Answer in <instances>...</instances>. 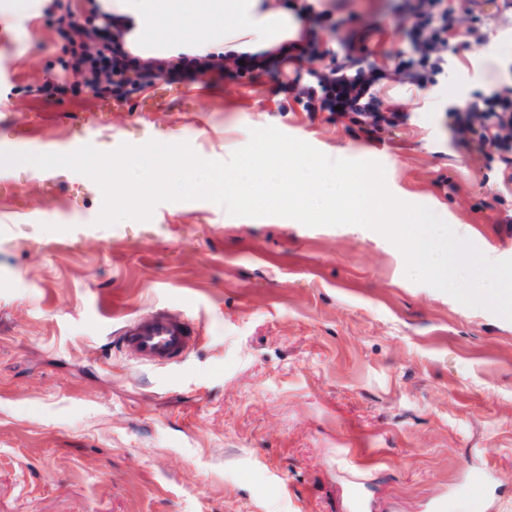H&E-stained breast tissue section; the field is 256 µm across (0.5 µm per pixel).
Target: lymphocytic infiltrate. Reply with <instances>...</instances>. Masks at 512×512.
<instances>
[{
	"label": "lymphocytic infiltrate",
	"instance_id": "obj_1",
	"mask_svg": "<svg viewBox=\"0 0 512 512\" xmlns=\"http://www.w3.org/2000/svg\"><path fill=\"white\" fill-rule=\"evenodd\" d=\"M315 2L288 0L289 10L317 15V28L308 30L300 43L227 60L187 53L142 56L126 41L122 16L100 12L96 0H51L44 13L57 17L61 35L79 23L96 43L92 51L71 42L64 62L66 75L81 76L94 96L120 104L158 80L181 83L218 74L233 81L272 74L277 78L276 93L302 104L310 116L342 123L354 140L368 143L380 141L411 119L396 100L384 95V87L396 83L426 92L447 79L453 57L488 40L476 0H407L399 23L405 34L403 46L382 48L372 42L375 29L354 27L336 48L328 41L335 27L333 14L316 10ZM464 16L470 19L465 28L460 25ZM66 75L45 85L47 96L74 93ZM447 112L454 143L494 162L499 195L512 196V86L470 90L449 104Z\"/></svg>",
	"mask_w": 512,
	"mask_h": 512
}]
</instances>
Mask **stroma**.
Segmentation results:
<instances>
[{
	"instance_id": "35a3bbf8",
	"label": "stroma",
	"mask_w": 512,
	"mask_h": 512,
	"mask_svg": "<svg viewBox=\"0 0 512 512\" xmlns=\"http://www.w3.org/2000/svg\"><path fill=\"white\" fill-rule=\"evenodd\" d=\"M402 44L403 0H323ZM471 55L488 86L512 81V35L493 6ZM67 44L30 0L0 18V151L45 146L98 119L96 149L189 143L224 161L272 126L334 159L382 164L398 199L424 205L484 255L512 259L495 171L455 146L441 107L465 61L423 105L386 96L406 126L367 144L275 94L269 77L207 75L154 111L133 94L97 112L85 91L40 93ZM0 193V512H512V319L405 274L400 250L360 226L233 216L159 203L147 221L96 225L103 197L66 169H8ZM458 185L448 193L439 179ZM171 308L200 341L151 367L121 350L125 322Z\"/></svg>"
}]
</instances>
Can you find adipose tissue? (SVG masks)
Masks as SVG:
<instances>
[{"label":"adipose tissue","mask_w":512,"mask_h":512,"mask_svg":"<svg viewBox=\"0 0 512 512\" xmlns=\"http://www.w3.org/2000/svg\"><path fill=\"white\" fill-rule=\"evenodd\" d=\"M101 7L126 17L131 45L145 56L231 57L299 39L303 29L272 0H101Z\"/></svg>","instance_id":"ef3b65f1"}]
</instances>
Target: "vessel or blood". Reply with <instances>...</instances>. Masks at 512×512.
Segmentation results:
<instances>
[{
    "instance_id": "b4317fda",
    "label": "vessel or blood",
    "mask_w": 512,
    "mask_h": 512,
    "mask_svg": "<svg viewBox=\"0 0 512 512\" xmlns=\"http://www.w3.org/2000/svg\"><path fill=\"white\" fill-rule=\"evenodd\" d=\"M127 354L148 366H166L183 360L195 347L197 337L191 322L171 309L148 318L128 321L119 337Z\"/></svg>"
}]
</instances>
